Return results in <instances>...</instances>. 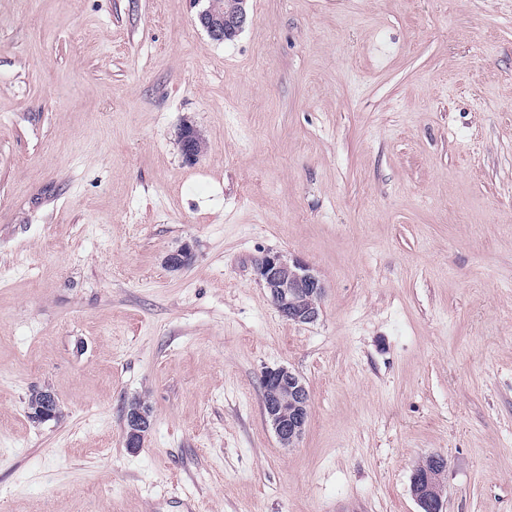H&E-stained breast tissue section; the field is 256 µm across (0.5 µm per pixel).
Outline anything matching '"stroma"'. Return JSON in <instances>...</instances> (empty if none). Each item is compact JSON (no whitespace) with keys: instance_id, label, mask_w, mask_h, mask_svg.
<instances>
[{"instance_id":"35a3bbf8","label":"stroma","mask_w":512,"mask_h":512,"mask_svg":"<svg viewBox=\"0 0 512 512\" xmlns=\"http://www.w3.org/2000/svg\"><path fill=\"white\" fill-rule=\"evenodd\" d=\"M201 8L0 0V512H419L436 453L443 512H512V0H246L224 43ZM269 250L323 280L316 323ZM180 143L183 158L187 163L196 162L207 149L206 142L193 124L186 121L181 126ZM254 266L258 281L284 320L312 324L319 319L325 284L307 262L281 251H267ZM261 378L268 390L262 397L265 420L282 448H296L310 415L307 387L285 366L265 368ZM56 404L57 399L52 392L43 393L40 404L36 406L34 411L28 412L29 419L35 423L47 422L53 418L57 419L61 415V410L60 406H58L55 414ZM152 427L150 413L141 406L129 407L123 410V438L126 448L135 453L143 444ZM446 468V458L434 454L423 459L413 470L412 495L421 509L419 512H443Z\"/></svg>"}]
</instances>
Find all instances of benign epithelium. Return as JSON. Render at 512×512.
Here are the masks:
<instances>
[{
	"instance_id": "obj_1",
	"label": "benign epithelium",
	"mask_w": 512,
	"mask_h": 512,
	"mask_svg": "<svg viewBox=\"0 0 512 512\" xmlns=\"http://www.w3.org/2000/svg\"><path fill=\"white\" fill-rule=\"evenodd\" d=\"M243 6L227 7L223 0H207V6L198 13V22L211 39L224 42L238 35L246 22ZM180 143L183 158L192 164L207 149L206 142L193 124L181 126ZM194 259L188 243L168 254L165 264L173 271L189 266ZM258 281L266 288L278 314L294 324H312L321 314L325 284L310 265L297 256L281 251H268L255 261ZM262 381L268 394L262 398L265 420L281 447H297L310 415V396L303 380L285 366L267 367ZM56 396L43 393L40 404L29 413L35 423L54 418ZM152 427L150 413L141 406H126L123 410V438L131 452H136ZM447 460L434 454L423 459L413 470L412 495L421 512H443L446 494L444 474Z\"/></svg>"
}]
</instances>
